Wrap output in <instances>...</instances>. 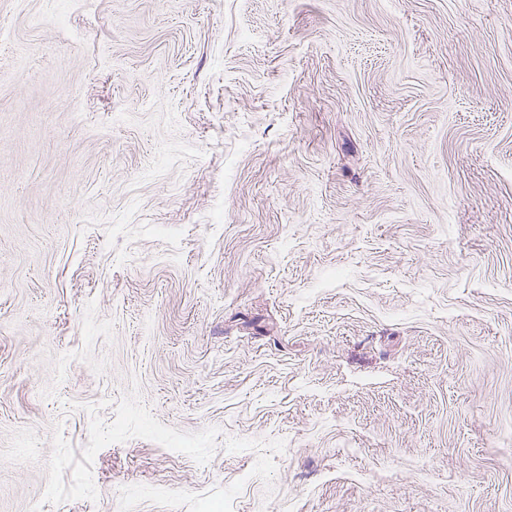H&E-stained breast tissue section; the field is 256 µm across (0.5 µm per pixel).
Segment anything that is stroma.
Masks as SVG:
<instances>
[{
  "label": "stroma",
  "instance_id": "obj_1",
  "mask_svg": "<svg viewBox=\"0 0 512 512\" xmlns=\"http://www.w3.org/2000/svg\"><path fill=\"white\" fill-rule=\"evenodd\" d=\"M0 29V512H512V0Z\"/></svg>",
  "mask_w": 512,
  "mask_h": 512
}]
</instances>
